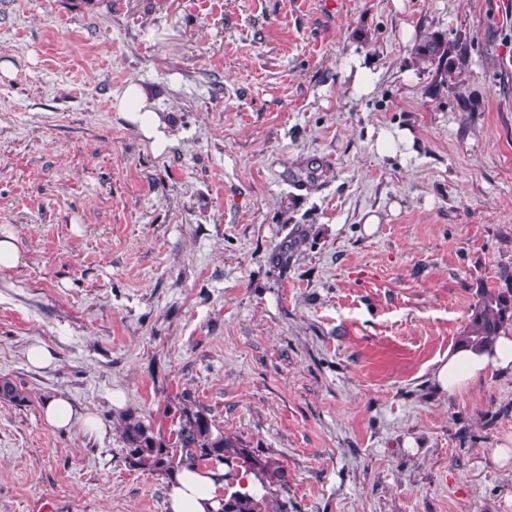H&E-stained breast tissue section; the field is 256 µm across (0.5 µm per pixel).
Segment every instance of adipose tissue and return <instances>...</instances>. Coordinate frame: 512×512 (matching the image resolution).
<instances>
[{
    "mask_svg": "<svg viewBox=\"0 0 512 512\" xmlns=\"http://www.w3.org/2000/svg\"><path fill=\"white\" fill-rule=\"evenodd\" d=\"M490 372L512 378V327L490 347L449 351L436 360L431 381L437 391L460 394ZM225 487L223 469H182L167 481V512H219Z\"/></svg>",
    "mask_w": 512,
    "mask_h": 512,
    "instance_id": "1",
    "label": "adipose tissue"
}]
</instances>
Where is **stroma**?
Segmentation results:
<instances>
[{"label":"stroma","mask_w":512,"mask_h":512,"mask_svg":"<svg viewBox=\"0 0 512 512\" xmlns=\"http://www.w3.org/2000/svg\"><path fill=\"white\" fill-rule=\"evenodd\" d=\"M407 26L466 42L475 111ZM508 44L512 0H0V377L26 396L0 399V512H166L119 421L186 400L280 463L269 512H512V379L430 380L512 288ZM132 82L162 148L114 105ZM404 125L415 157L371 150ZM58 394L102 433L46 422ZM22 261L17 238L13 231L0 232V269L10 270L16 268Z\"/></svg>","instance_id":"stroma-1"}]
</instances>
